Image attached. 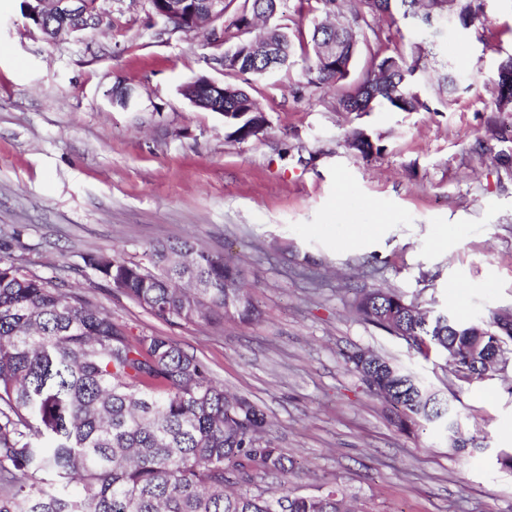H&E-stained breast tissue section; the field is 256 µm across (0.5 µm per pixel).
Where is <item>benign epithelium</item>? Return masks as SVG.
Returning <instances> with one entry per match:
<instances>
[{
    "instance_id": "1",
    "label": "benign epithelium",
    "mask_w": 512,
    "mask_h": 512,
    "mask_svg": "<svg viewBox=\"0 0 512 512\" xmlns=\"http://www.w3.org/2000/svg\"><path fill=\"white\" fill-rule=\"evenodd\" d=\"M159 12L178 21L176 32H186L197 25L212 23L209 32L211 43L224 45V27L218 20L224 17V0H206V12L200 13L196 0H156ZM27 18L36 23L42 33L52 40L62 39L75 33L99 26L101 12L98 0H24ZM193 89L206 94L215 102L224 100V84L207 77L194 81ZM136 93L131 87L122 86L112 94V104L128 109L135 104Z\"/></svg>"
}]
</instances>
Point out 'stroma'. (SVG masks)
<instances>
[{
    "label": "stroma",
    "instance_id": "1",
    "mask_svg": "<svg viewBox=\"0 0 512 512\" xmlns=\"http://www.w3.org/2000/svg\"><path fill=\"white\" fill-rule=\"evenodd\" d=\"M108 26L46 40L21 0H0V242L57 277L130 335H162L267 414L294 461L292 486H335L355 512H512V352L492 376L459 380L366 323L357 290L391 288L467 321L512 309V112L490 93L512 56V0H488L469 29L445 28L420 62L430 111L342 112L369 64L315 90L301 60L256 79L213 70L204 34L169 33L145 0H99ZM469 88L438 97L445 62ZM206 76L246 89L263 133L230 137L222 115L179 93ZM137 103H112L116 85ZM382 145L363 157L352 129ZM191 239L242 270L261 317L222 329L170 325L84 269L82 253ZM372 349L453 397L477 449L428 425L398 431L343 355Z\"/></svg>",
    "mask_w": 512,
    "mask_h": 512
}]
</instances>
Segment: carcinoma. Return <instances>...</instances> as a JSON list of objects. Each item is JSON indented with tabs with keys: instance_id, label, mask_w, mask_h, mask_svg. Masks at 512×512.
I'll return each mask as SVG.
<instances>
[{
	"instance_id": "obj_1",
	"label": "carcinoma",
	"mask_w": 512,
	"mask_h": 512,
	"mask_svg": "<svg viewBox=\"0 0 512 512\" xmlns=\"http://www.w3.org/2000/svg\"><path fill=\"white\" fill-rule=\"evenodd\" d=\"M282 0H251L236 20L237 41L224 71L265 75L245 52L274 46L277 67L288 66L293 42L286 27L249 38L247 19H267ZM440 0H314L318 13L309 37H298L309 83L346 79L359 45L370 49V69L339 99L343 112L387 105L399 112L427 110L414 89L420 56L382 54L383 15L405 19L438 14ZM485 12V0H457L440 19L463 29ZM336 63L323 61L324 48ZM224 108L256 101L226 85ZM493 104L512 112V57L499 62ZM363 156L380 152L361 130L347 137ZM147 263L115 251L81 255L93 271L170 325L253 321L261 311L242 288V271L224 252L189 240L157 242ZM363 320L401 338L420 355L433 351L469 382L494 371L512 346V322L496 311L488 320L463 322L430 315L395 290L369 289L354 300ZM371 395L393 409L391 422L410 433L422 424L447 430L450 444L466 450L471 439L458 412L439 391L385 357L357 348L344 356ZM268 420L247 398L224 392L209 368L167 337L131 336L112 314L62 284L29 273L0 256V512H353L334 487L318 495L288 489L294 463L266 437ZM272 478L271 495L254 491Z\"/></svg>"
}]
</instances>
